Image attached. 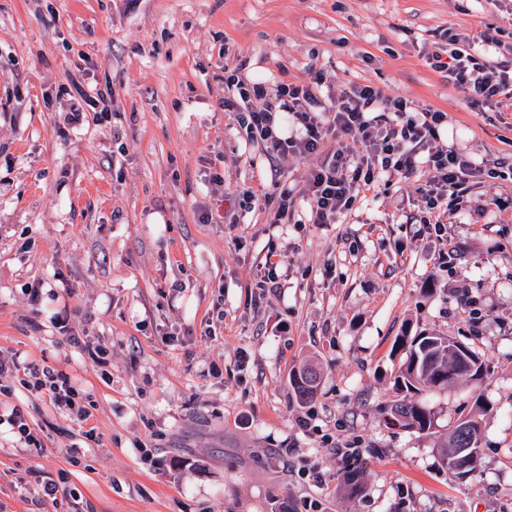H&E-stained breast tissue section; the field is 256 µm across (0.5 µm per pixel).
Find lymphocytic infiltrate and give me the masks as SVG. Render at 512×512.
Masks as SVG:
<instances>
[{
	"label": "lymphocytic infiltrate",
	"mask_w": 512,
	"mask_h": 512,
	"mask_svg": "<svg viewBox=\"0 0 512 512\" xmlns=\"http://www.w3.org/2000/svg\"><path fill=\"white\" fill-rule=\"evenodd\" d=\"M497 34V29L489 27L474 37L451 35L453 47L448 55L431 54L433 68L446 72L449 83L471 101H498L512 88V59L494 66L485 61L487 50L500 45ZM224 84L227 92L221 106L232 113L248 143L262 145L272 160L286 155L318 157L303 192L311 223H339L360 192L378 190L386 177L409 180L426 172L421 200L432 213L458 205L472 179L512 181L511 161L489 166L438 145L444 112L416 109L402 98L386 96L378 87L353 85L325 107L316 95L321 84L317 77L281 83L270 91L265 84L245 82L228 68ZM331 140L336 148H328ZM258 204L273 224L287 223L295 212V200L284 185L269 192L247 190L238 201L244 211ZM4 376L17 378L23 388L46 396L55 408L84 426L87 440H95V430L88 427L92 413L82 391L66 374L39 368L14 353L0 357V378Z\"/></svg>",
	"instance_id": "1"
}]
</instances>
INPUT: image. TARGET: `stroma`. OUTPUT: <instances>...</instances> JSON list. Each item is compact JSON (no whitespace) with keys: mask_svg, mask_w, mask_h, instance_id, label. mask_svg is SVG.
Instances as JSON below:
<instances>
[{"mask_svg":"<svg viewBox=\"0 0 512 512\" xmlns=\"http://www.w3.org/2000/svg\"><path fill=\"white\" fill-rule=\"evenodd\" d=\"M487 25L512 46V0H0V356L69 374L99 437L21 386L0 395L51 430L41 450L0 431L5 512H512V183L473 185L438 232L421 175L360 193L339 224L309 223L302 198L271 224L238 194L273 165L220 106L224 66L270 88L320 72L322 103L373 85L447 113L440 145L510 159L512 106L429 64L444 30ZM104 85L99 119L78 91ZM420 330L484 362L480 381L419 394L427 434L382 415L398 340ZM308 358L321 383L302 405L289 376ZM475 414L459 483L437 438ZM62 473L59 505L41 502Z\"/></svg>","mask_w":512,"mask_h":512,"instance_id":"35a3bbf8","label":"stroma"}]
</instances>
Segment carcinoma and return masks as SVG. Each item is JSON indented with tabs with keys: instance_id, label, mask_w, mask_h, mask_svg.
I'll list each match as a JSON object with an SVG mask.
<instances>
[{
	"instance_id": "obj_1",
	"label": "carcinoma",
	"mask_w": 512,
	"mask_h": 512,
	"mask_svg": "<svg viewBox=\"0 0 512 512\" xmlns=\"http://www.w3.org/2000/svg\"><path fill=\"white\" fill-rule=\"evenodd\" d=\"M399 347L403 356L394 379V393L398 399L384 408L385 422L394 427L425 432L433 427L431 412L424 403L411 399L410 394L446 389L457 379L468 381L467 373L456 366L465 361L480 370L483 362L471 348L468 355L459 354L456 340L424 331L412 336L403 335ZM290 382L298 400L307 402L317 390L316 370L305 364L291 373ZM462 424L466 425L467 439H461L458 428L454 427L448 431L440 452L442 465L452 478L461 482L474 471L481 444L480 422L466 417ZM343 482L351 494H360L363 488L361 471L357 468L345 471Z\"/></svg>"
}]
</instances>
